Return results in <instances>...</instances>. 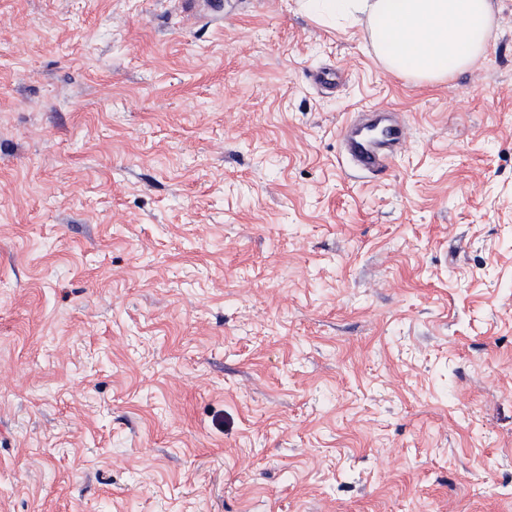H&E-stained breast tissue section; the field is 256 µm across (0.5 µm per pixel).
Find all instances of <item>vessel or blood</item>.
<instances>
[{
	"instance_id": "b4317fda",
	"label": "vessel or blood",
	"mask_w": 512,
	"mask_h": 512,
	"mask_svg": "<svg viewBox=\"0 0 512 512\" xmlns=\"http://www.w3.org/2000/svg\"><path fill=\"white\" fill-rule=\"evenodd\" d=\"M341 137L350 163L373 174L387 169L393 158L406 149L410 128L392 120L387 110L379 109L370 113L366 121L347 125Z\"/></svg>"
}]
</instances>
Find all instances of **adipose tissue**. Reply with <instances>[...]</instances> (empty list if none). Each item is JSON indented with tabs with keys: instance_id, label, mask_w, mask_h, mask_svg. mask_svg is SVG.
<instances>
[{
	"instance_id": "adipose-tissue-1",
	"label": "adipose tissue",
	"mask_w": 512,
	"mask_h": 512,
	"mask_svg": "<svg viewBox=\"0 0 512 512\" xmlns=\"http://www.w3.org/2000/svg\"><path fill=\"white\" fill-rule=\"evenodd\" d=\"M319 21L366 23L386 68L431 82L469 68L496 25L494 0H298Z\"/></svg>"
}]
</instances>
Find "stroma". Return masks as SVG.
<instances>
[{
  "label": "stroma",
  "instance_id": "stroma-1",
  "mask_svg": "<svg viewBox=\"0 0 512 512\" xmlns=\"http://www.w3.org/2000/svg\"><path fill=\"white\" fill-rule=\"evenodd\" d=\"M500 2L424 83L296 0H0V512H512ZM375 111L368 113L366 121L349 124L341 133L350 163L371 174L387 169L392 159L406 149L410 138L407 124L392 120L386 109Z\"/></svg>",
  "mask_w": 512,
  "mask_h": 512
}]
</instances>
